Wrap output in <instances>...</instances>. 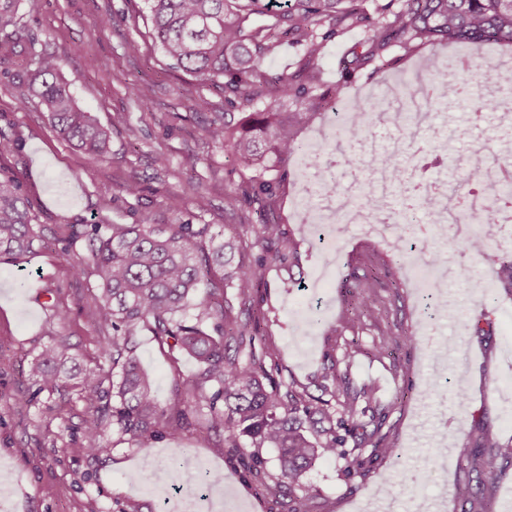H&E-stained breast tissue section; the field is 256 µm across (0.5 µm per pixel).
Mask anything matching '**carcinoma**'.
Masks as SVG:
<instances>
[{"label": "carcinoma", "instance_id": "cac0c4a2", "mask_svg": "<svg viewBox=\"0 0 512 512\" xmlns=\"http://www.w3.org/2000/svg\"><path fill=\"white\" fill-rule=\"evenodd\" d=\"M153 34L174 65L204 80L224 79V103L241 111L238 118L224 113V121L207 128L209 137L231 151L246 167L265 173L281 167L275 179L258 178L244 195L258 202L262 212L274 206L280 186L288 177L286 164L301 147L298 131L315 114L341 102L350 112L367 113L359 127H341L330 141L360 143L378 118L377 111L357 100L343 99V88L322 89L315 61L326 39L340 27L360 28L364 38L351 50L352 63L362 68L385 61L393 47L412 51L424 45L463 43L478 50L491 43H512V0H386L368 10L367 0H145ZM18 0H0V82L11 85L25 99L35 95L49 113L58 134L92 157L110 150L109 131L92 113L80 108L60 77L62 59L29 38L17 21ZM272 23L258 27L255 19ZM290 35L304 52L302 68L294 74L270 75L262 60L275 47L277 31ZM477 76L472 67L461 71L454 97L466 102L475 122L488 108L471 95ZM274 100H267L269 95ZM294 110L286 111L285 103ZM395 188L408 185V173L418 184L409 191L403 212L429 211L439 195L429 188L427 172L445 165L433 151L413 158L407 166L402 152L390 156ZM320 173L316 192L336 199V211L346 208L376 210L373 181L358 193L336 192V179L323 154L311 159ZM211 224H92L85 231L88 250L97 272L95 299L99 310L100 358L108 371H88L77 382V395L91 416L83 428L84 451L99 456L110 451L102 434L110 427L139 447L160 434V428L178 431L189 424L184 404L192 401L208 409L207 428L223 435L216 451L239 449L244 454L252 482L274 493L281 479L288 480V512H315L316 495L295 493L294 485L320 456L346 458L367 445L395 458L397 445L381 433L386 416L374 427L357 419V398H347L336 411L330 401L311 395L306 388L275 384L266 366L267 353L256 350L258 323L242 320L224 299L225 281L215 280V266L227 265L230 241ZM29 202L19 193L15 176L0 177V257L25 259L41 240ZM261 237L270 244L284 237L281 224L263 221ZM471 255L488 250L482 236L458 241ZM279 250H267L264 260L240 265L227 273L236 297L250 306L265 284V265L283 262ZM493 278L512 288V254L500 257ZM379 298L373 284L365 282L356 307L362 313L377 311ZM195 310L193 318L187 317ZM213 321V332L203 323ZM146 329L162 345L195 359L197 374L176 381L173 403L164 408L137 355L138 333ZM67 348L65 341L33 358L29 379L37 392L61 390L55 366ZM323 393L336 397L344 383L335 368L323 376ZM481 449L473 463L487 477L500 469L499 442L489 429L482 430ZM277 449L280 476L268 469L261 455L265 446Z\"/></svg>", "mask_w": 512, "mask_h": 512}]
</instances>
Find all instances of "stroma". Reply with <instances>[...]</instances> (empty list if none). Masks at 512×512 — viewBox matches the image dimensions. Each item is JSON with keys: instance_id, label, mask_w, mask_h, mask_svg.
Here are the masks:
<instances>
[{"instance_id": "1", "label": "stroma", "mask_w": 512, "mask_h": 512, "mask_svg": "<svg viewBox=\"0 0 512 512\" xmlns=\"http://www.w3.org/2000/svg\"><path fill=\"white\" fill-rule=\"evenodd\" d=\"M18 15L40 47L62 57V75L78 103L110 128L112 151L99 159L74 151L37 101H21L0 84V135L15 143L0 156V175L18 177L44 229L25 260H0V477L10 483L0 512H181L187 497L198 512H287L282 497L259 493L248 481L239 457L216 453L220 436L199 414L144 448L107 432L109 453L93 458L83 450L88 411L73 380L50 396L34 394L28 378L30 361L61 339L81 369L100 367L97 276L85 241L69 239L70 226L210 224L236 238L246 261L255 262L266 254L259 233L265 219L286 229L278 250L295 252L291 265H267L257 298L260 346L276 363L275 380L315 394L324 367L336 366L350 389L373 388L388 411L383 431L403 450L395 463L363 448L364 464L351 480L344 474L347 460L318 459L304 478L318 512H370L368 503L377 498L389 499L394 512H412L419 499L462 512L469 498L489 502L491 512H512V458L493 479L477 477L470 466L481 424L491 426L502 446L512 445V291L492 279L495 257L512 252V210L489 228L493 246L479 256L461 253L455 241L428 237L427 246L442 251L444 266L457 272L442 283L447 312L425 317L417 255L380 244L353 224L320 238L300 223L296 164L288 166L274 211L260 216L257 205L245 201L253 170L205 132L224 116L222 82L172 68L152 38L144 0H19ZM358 38L354 31L331 36L317 61L324 87L342 85L351 99H391L392 88L425 75L434 53L476 62L472 93L491 105L486 123L471 126L462 102L451 97L445 112H430L421 134L452 162L449 192L481 189L475 169L505 164L501 146L512 142V122L501 117L503 104L512 102V84L500 79L502 70L512 69V47L435 52L426 46L412 55L396 48L393 64L345 70ZM132 41L139 52L128 51ZM201 98L208 103L203 110L195 107ZM131 179L139 182V195L121 192ZM76 264L82 274H73ZM369 273L381 300L375 317L355 308ZM477 279L485 287H474ZM60 309L68 310L67 320L57 318ZM483 316L492 333L482 338L474 324ZM404 331L419 343L399 340ZM381 340L387 344L382 354L375 349ZM138 342L140 367L161 405H169L176 380L198 364L149 332ZM20 393L31 394V402H16ZM176 448L223 474L222 484L203 489L182 479L177 488H164L161 476Z\"/></svg>"}]
</instances>
